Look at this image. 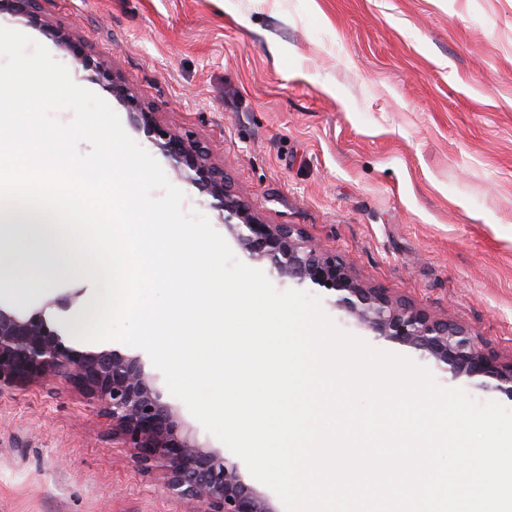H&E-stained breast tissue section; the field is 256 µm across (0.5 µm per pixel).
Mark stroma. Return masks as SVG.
<instances>
[{
	"instance_id": "35a3bbf8",
	"label": "stroma",
	"mask_w": 512,
	"mask_h": 512,
	"mask_svg": "<svg viewBox=\"0 0 512 512\" xmlns=\"http://www.w3.org/2000/svg\"><path fill=\"white\" fill-rule=\"evenodd\" d=\"M156 119L189 135L270 224L296 225L363 286L466 327L512 361V0H40ZM29 35L185 194L230 232L122 102L25 18ZM31 311L70 277L33 284L28 252L0 253ZM323 311L375 338L320 294ZM421 359V358H420ZM424 361V360H423ZM436 382L512 409V397L425 360ZM161 472L117 447L96 402L61 378L0 390V512H187Z\"/></svg>"
}]
</instances>
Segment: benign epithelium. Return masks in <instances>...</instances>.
<instances>
[{
  "label": "benign epithelium",
  "mask_w": 512,
  "mask_h": 512,
  "mask_svg": "<svg viewBox=\"0 0 512 512\" xmlns=\"http://www.w3.org/2000/svg\"><path fill=\"white\" fill-rule=\"evenodd\" d=\"M4 11L56 38L88 72L89 80L119 98L175 172L213 199L212 207L251 257L267 260L281 278L329 292L335 306L377 336L420 350L457 375L492 379L496 388L512 394V364H500L465 327L362 286L342 259L311 244L299 228L265 223L234 193L224 167L176 130L156 122L104 61L47 22L39 0H0V13ZM83 294L82 289L68 290L27 313L0 304V389L63 377L99 403L112 422V435L122 447L133 449L138 466L162 468L165 489L172 496L203 512H279L269 496L245 481L237 462L204 450L175 418L156 379L145 373L141 356L70 344L52 310H70Z\"/></svg>",
  "instance_id": "obj_1"
}]
</instances>
